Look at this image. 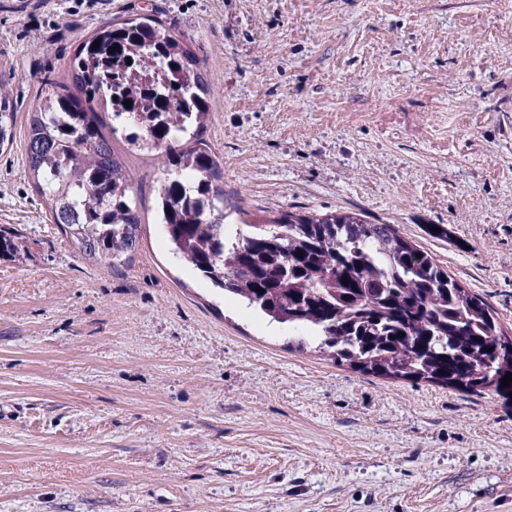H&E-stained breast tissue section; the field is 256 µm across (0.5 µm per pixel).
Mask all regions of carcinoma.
<instances>
[{"instance_id": "carcinoma-1", "label": "carcinoma", "mask_w": 512, "mask_h": 512, "mask_svg": "<svg viewBox=\"0 0 512 512\" xmlns=\"http://www.w3.org/2000/svg\"><path fill=\"white\" fill-rule=\"evenodd\" d=\"M116 93L132 104L123 116L112 112V133L161 159L168 175L161 224L174 253L214 287L290 329L314 332L318 352L362 372L509 396L512 383L503 387L501 379L512 373V335L483 298L395 225L355 213L288 212L229 236L224 167L202 138L208 75L155 18L115 20L84 39L68 79L30 118L35 188L88 258L114 269L126 264L140 224L123 163L96 120ZM15 124L0 85V146Z\"/></svg>"}]
</instances>
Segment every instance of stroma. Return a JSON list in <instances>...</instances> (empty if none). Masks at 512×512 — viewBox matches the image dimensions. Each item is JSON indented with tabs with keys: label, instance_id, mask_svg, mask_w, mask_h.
I'll return each mask as SVG.
<instances>
[{
	"label": "stroma",
	"instance_id": "35a3bbf8",
	"mask_svg": "<svg viewBox=\"0 0 512 512\" xmlns=\"http://www.w3.org/2000/svg\"><path fill=\"white\" fill-rule=\"evenodd\" d=\"M146 14L211 78L231 228L396 225L512 334V0H0V512H512L511 400L297 346L173 256L154 156L122 152L127 265L53 223L31 114L86 36ZM17 114L10 94L0 85V148L13 138V129L16 124Z\"/></svg>",
	"mask_w": 512,
	"mask_h": 512
}]
</instances>
